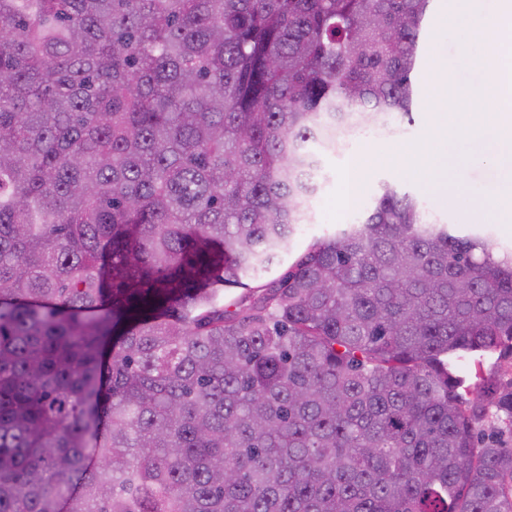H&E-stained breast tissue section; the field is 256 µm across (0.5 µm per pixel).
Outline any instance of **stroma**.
<instances>
[{"label":"stroma","instance_id":"obj_1","mask_svg":"<svg viewBox=\"0 0 512 512\" xmlns=\"http://www.w3.org/2000/svg\"><path fill=\"white\" fill-rule=\"evenodd\" d=\"M466 19L455 20L453 25H442L438 11H431L428 18L426 46L441 44L448 58L456 86L468 92L477 108H484L486 96L481 75L473 68L472 59L479 48L470 44ZM430 75L420 72L412 121L397 120L379 138L369 140L349 139L346 148L332 152L321 151V171L317 179L318 190L311 200L315 218L306 225L293 242L289 254L276 261L270 277H278L300 257L309 245L318 238L334 234L342 225L356 222L371 208L382 183L393 184L400 189L417 195L424 208L442 224H450L464 230H473L489 236L499 249L512 248V229L495 223L485 211L478 208V201L493 197L507 198L512 193V184L485 154L480 136H466L460 139L448 138L435 146L433 167L448 165L456 172V185L448 195L430 192L422 180L412 176L393 163H376L367 171L365 187L355 208L344 211L338 219H330L326 207L330 196L338 188L340 180L338 166L360 153H381L387 146L397 143H411L421 139L427 132L429 114L437 110L427 91Z\"/></svg>","mask_w":512,"mask_h":512}]
</instances>
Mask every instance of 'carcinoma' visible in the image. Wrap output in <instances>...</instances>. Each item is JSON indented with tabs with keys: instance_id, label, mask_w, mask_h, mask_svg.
Returning a JSON list of instances; mask_svg holds the SVG:
<instances>
[{
	"instance_id": "cac0c4a2",
	"label": "carcinoma",
	"mask_w": 512,
	"mask_h": 512,
	"mask_svg": "<svg viewBox=\"0 0 512 512\" xmlns=\"http://www.w3.org/2000/svg\"><path fill=\"white\" fill-rule=\"evenodd\" d=\"M431 2L0 0V512H512V250L384 184L224 306Z\"/></svg>"
}]
</instances>
